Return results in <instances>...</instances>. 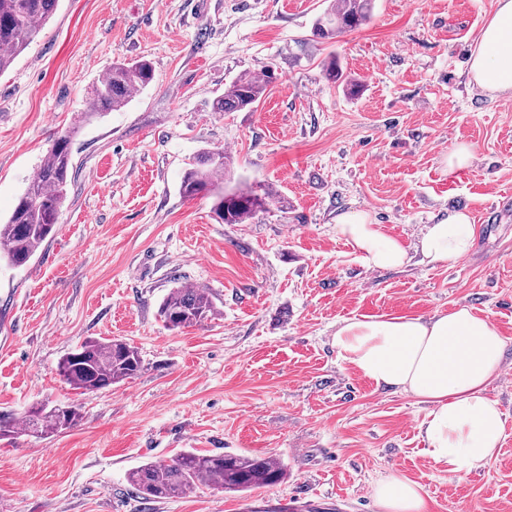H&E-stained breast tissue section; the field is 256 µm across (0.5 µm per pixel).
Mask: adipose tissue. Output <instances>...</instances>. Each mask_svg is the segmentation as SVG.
Instances as JSON below:
<instances>
[{"instance_id":"1","label":"adipose tissue","mask_w":512,"mask_h":512,"mask_svg":"<svg viewBox=\"0 0 512 512\" xmlns=\"http://www.w3.org/2000/svg\"><path fill=\"white\" fill-rule=\"evenodd\" d=\"M469 82L492 95L512 96V0H497L472 51ZM336 231L371 268H398L407 250L362 211L336 220ZM474 231L467 210H449L428 226L419 250L428 262L456 264L468 256ZM333 344L340 359L379 388L417 398L429 411L420 424L425 453L449 472L469 473L495 460L505 415L488 394L505 342L492 324L466 307L424 319L379 316L339 323ZM379 512H428L423 488L393 471L376 483Z\"/></svg>"}]
</instances>
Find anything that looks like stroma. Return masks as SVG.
Listing matches in <instances>:
<instances>
[{
    "label": "stroma",
    "mask_w": 512,
    "mask_h": 512,
    "mask_svg": "<svg viewBox=\"0 0 512 512\" xmlns=\"http://www.w3.org/2000/svg\"><path fill=\"white\" fill-rule=\"evenodd\" d=\"M331 0H59L0 75V219L60 135L73 169L56 231L31 263L0 265V410L81 406V422L40 439H0V512H378L373 487L403 472L429 512H512V96L467 82L495 0H374L366 24L332 39L314 24ZM336 54L361 91L322 63ZM147 59L154 79L124 108L83 122L113 61ZM273 68L251 110L212 102L238 75ZM470 165L449 172L448 151ZM221 149L234 180L279 200L244 224L217 222L179 192L191 161ZM456 265L424 262L428 224L449 208L485 213ZM365 211L409 253L366 267L336 233ZM207 289L216 313L167 329L161 300ZM460 306L506 346L489 388L505 414L499 455L449 473L424 452L427 407L377 388L332 345L346 319L425 316ZM88 338H119L144 363L90 395L57 374ZM277 459L284 482L248 493L211 486L147 502L128 472L182 450Z\"/></svg>",
    "instance_id": "stroma-1"
}]
</instances>
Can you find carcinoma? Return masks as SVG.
<instances>
[{
	"label": "carcinoma",
	"mask_w": 512,
	"mask_h": 512,
	"mask_svg": "<svg viewBox=\"0 0 512 512\" xmlns=\"http://www.w3.org/2000/svg\"><path fill=\"white\" fill-rule=\"evenodd\" d=\"M58 0H0V75L39 35L52 17ZM373 0H334L330 11L316 23V35L333 38L355 29L371 16ZM151 63L140 58L117 61L92 91L84 119L123 108L132 93L153 80ZM273 73L257 77L244 72L214 100L213 111L235 112L253 106L267 93ZM72 169L71 134L56 139L39 170L19 197L11 215L0 224V261L27 266L39 248L52 237L67 199ZM230 156L222 150L208 152L187 168L180 193L194 198L202 193L213 199V213L225 224H244L274 201L270 189L259 194L251 187H228ZM215 312L209 293L202 288L175 287L162 301L159 316L166 327L183 329L202 325ZM144 369L138 350L119 339H88L67 353L58 364L62 380L83 394L94 393L138 377ZM32 406L22 416L0 412V437L20 432L36 438L62 433L83 418L81 407ZM282 464L272 457L232 453L200 454L186 449L171 461H147L132 469L128 483L145 500L181 497L200 486L217 484L226 492H248L284 480Z\"/></svg>",
	"instance_id": "carcinoma-1"
}]
</instances>
